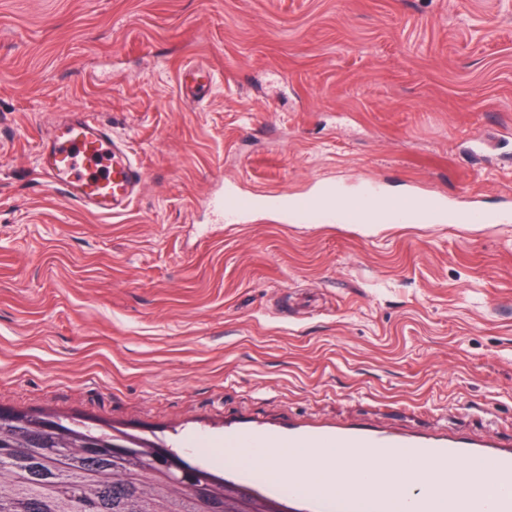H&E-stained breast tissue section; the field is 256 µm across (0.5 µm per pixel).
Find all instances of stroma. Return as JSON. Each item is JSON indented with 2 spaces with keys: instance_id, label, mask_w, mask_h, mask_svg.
<instances>
[{
  "instance_id": "1",
  "label": "stroma",
  "mask_w": 512,
  "mask_h": 512,
  "mask_svg": "<svg viewBox=\"0 0 512 512\" xmlns=\"http://www.w3.org/2000/svg\"><path fill=\"white\" fill-rule=\"evenodd\" d=\"M216 81L186 99L183 66ZM72 112L143 172L104 218L45 186ZM512 201V0H0V409L224 459L229 420H436L512 440V223H219L316 182Z\"/></svg>"
}]
</instances>
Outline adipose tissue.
<instances>
[{"mask_svg": "<svg viewBox=\"0 0 512 512\" xmlns=\"http://www.w3.org/2000/svg\"><path fill=\"white\" fill-rule=\"evenodd\" d=\"M225 454L283 483L287 482L288 474L278 467L277 459L283 455L290 457L293 468L302 475L305 490L314 494L336 488L362 493L370 486L395 494L404 482L376 451L364 448L334 447L315 452L308 448H229Z\"/></svg>", "mask_w": 512, "mask_h": 512, "instance_id": "adipose-tissue-1", "label": "adipose tissue"}]
</instances>
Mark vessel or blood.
Returning <instances> with one entry per match:
<instances>
[{
  "mask_svg": "<svg viewBox=\"0 0 512 512\" xmlns=\"http://www.w3.org/2000/svg\"><path fill=\"white\" fill-rule=\"evenodd\" d=\"M40 174L46 185L68 195L83 209L105 217L125 212L137 197L143 173L126 144L112 130L83 112L73 113L57 125L41 144ZM225 223L240 224L264 211L301 223L324 224H428L450 218L459 224H501L512 210L490 212L472 203L450 207L447 198L413 190L400 198L385 195L376 186L346 194L336 184L325 183L313 193L297 197L271 190L242 194L234 190L212 202ZM228 448H371L389 461L415 456L438 473L449 464L481 459L490 465L488 478H475L462 497L468 512H512V448L493 436L471 437L445 430L398 432L361 424L323 422L289 423L272 430L257 423L226 426ZM226 473L239 486L280 500L288 499L298 512H394L385 494L344 491L312 495L301 485L282 487L263 480L255 471L233 463Z\"/></svg>",
  "mask_w": 512,
  "mask_h": 512,
  "instance_id": "1",
  "label": "vessel or blood"
}]
</instances>
